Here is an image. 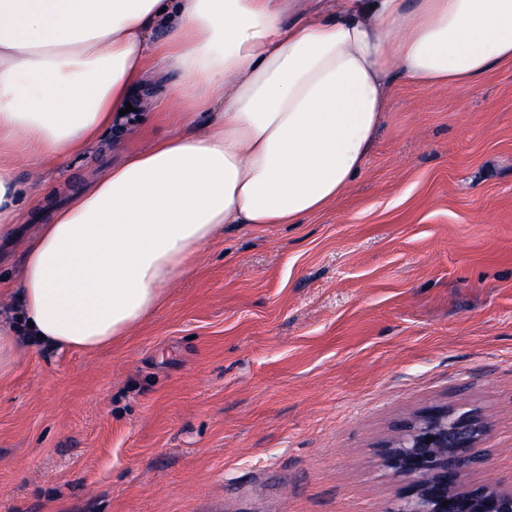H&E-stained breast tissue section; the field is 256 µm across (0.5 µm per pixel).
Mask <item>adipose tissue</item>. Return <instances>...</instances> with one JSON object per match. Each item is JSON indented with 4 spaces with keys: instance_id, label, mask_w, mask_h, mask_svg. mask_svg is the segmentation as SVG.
Returning a JSON list of instances; mask_svg holds the SVG:
<instances>
[{
    "instance_id": "1",
    "label": "adipose tissue",
    "mask_w": 512,
    "mask_h": 512,
    "mask_svg": "<svg viewBox=\"0 0 512 512\" xmlns=\"http://www.w3.org/2000/svg\"><path fill=\"white\" fill-rule=\"evenodd\" d=\"M0 0V239L42 173L121 130L155 72L172 125L53 211L26 241L0 321V378L21 334L97 351L130 336L228 224H299L364 168L396 77L468 90L512 62V0ZM206 114L197 126V114Z\"/></svg>"
}]
</instances>
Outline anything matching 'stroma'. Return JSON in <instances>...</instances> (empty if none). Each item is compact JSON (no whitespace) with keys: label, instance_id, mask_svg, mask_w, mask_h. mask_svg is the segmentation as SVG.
<instances>
[{"label":"stroma","instance_id":"stroma-1","mask_svg":"<svg viewBox=\"0 0 512 512\" xmlns=\"http://www.w3.org/2000/svg\"><path fill=\"white\" fill-rule=\"evenodd\" d=\"M47 174L84 190L162 127ZM444 405L479 413L512 485V63L472 89L407 81L345 197L299 224L226 226L131 336L22 347L0 379V512H396L382 446Z\"/></svg>","mask_w":512,"mask_h":512}]
</instances>
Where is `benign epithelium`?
Listing matches in <instances>:
<instances>
[{
    "mask_svg": "<svg viewBox=\"0 0 512 512\" xmlns=\"http://www.w3.org/2000/svg\"><path fill=\"white\" fill-rule=\"evenodd\" d=\"M491 429L479 414L446 406L404 426L385 452L388 469L408 481L398 512H512L511 489L463 483L485 467L477 445Z\"/></svg>",
    "mask_w": 512,
    "mask_h": 512,
    "instance_id": "benign-epithelium-1",
    "label": "benign epithelium"
}]
</instances>
